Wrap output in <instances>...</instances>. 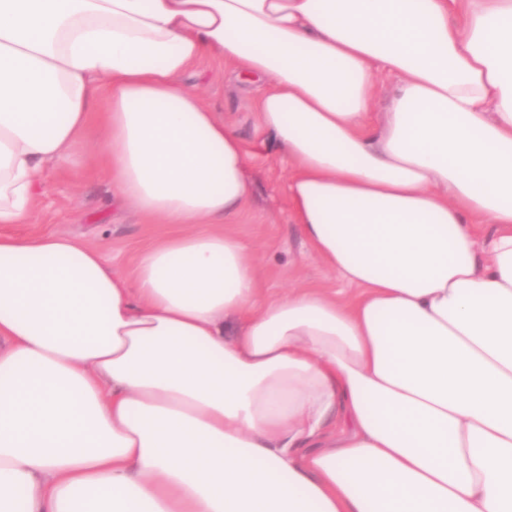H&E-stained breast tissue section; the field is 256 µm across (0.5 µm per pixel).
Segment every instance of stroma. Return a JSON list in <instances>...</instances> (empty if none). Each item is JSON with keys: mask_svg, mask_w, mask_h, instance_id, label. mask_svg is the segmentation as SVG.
I'll list each match as a JSON object with an SVG mask.
<instances>
[{"mask_svg": "<svg viewBox=\"0 0 512 512\" xmlns=\"http://www.w3.org/2000/svg\"><path fill=\"white\" fill-rule=\"evenodd\" d=\"M188 90L231 124L247 150L251 201L235 231L256 252L267 296L295 288H337L341 282L324 266L293 224L288 201L291 165L268 149L267 134L256 121V96L249 84L226 67L204 60L181 78ZM40 205L23 224H0V233L16 237L59 234L94 245L114 273L131 276L141 251L171 232L168 224L145 223L112 201V185L98 170L92 149L82 146L71 161L44 170Z\"/></svg>", "mask_w": 512, "mask_h": 512, "instance_id": "obj_1", "label": "stroma"}]
</instances>
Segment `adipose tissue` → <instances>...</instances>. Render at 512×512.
I'll return each instance as SVG.
<instances>
[{
  "label": "adipose tissue",
  "mask_w": 512,
  "mask_h": 512,
  "mask_svg": "<svg viewBox=\"0 0 512 512\" xmlns=\"http://www.w3.org/2000/svg\"><path fill=\"white\" fill-rule=\"evenodd\" d=\"M204 59L353 297L265 298ZM92 134L177 230L0 235V512H512V0H0V224Z\"/></svg>",
  "instance_id": "1"
}]
</instances>
